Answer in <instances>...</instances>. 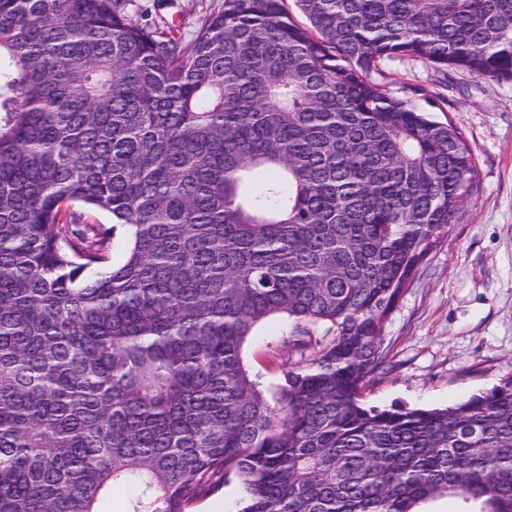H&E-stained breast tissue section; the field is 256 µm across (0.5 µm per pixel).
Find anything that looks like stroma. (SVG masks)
Listing matches in <instances>:
<instances>
[{
    "label": "stroma",
    "mask_w": 512,
    "mask_h": 512,
    "mask_svg": "<svg viewBox=\"0 0 512 512\" xmlns=\"http://www.w3.org/2000/svg\"><path fill=\"white\" fill-rule=\"evenodd\" d=\"M222 4L132 0L128 11L187 41ZM370 78L430 119L456 125L477 165L460 222L448 225L386 323L385 370L363 393L382 409L445 408L512 378V81L445 75L409 56L384 62ZM255 333L245 359L279 381L289 363L279 320Z\"/></svg>",
    "instance_id": "stroma-1"
}]
</instances>
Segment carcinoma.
<instances>
[{
	"label": "carcinoma",
	"mask_w": 512,
	"mask_h": 512,
	"mask_svg": "<svg viewBox=\"0 0 512 512\" xmlns=\"http://www.w3.org/2000/svg\"><path fill=\"white\" fill-rule=\"evenodd\" d=\"M294 2L308 25L224 0L185 42L127 0H0V512L118 485L128 512H192L232 475L241 512H512V379L361 399L477 173L369 75L512 81V0ZM272 317L299 359L271 390L244 353Z\"/></svg>",
	"instance_id": "carcinoma-1"
}]
</instances>
